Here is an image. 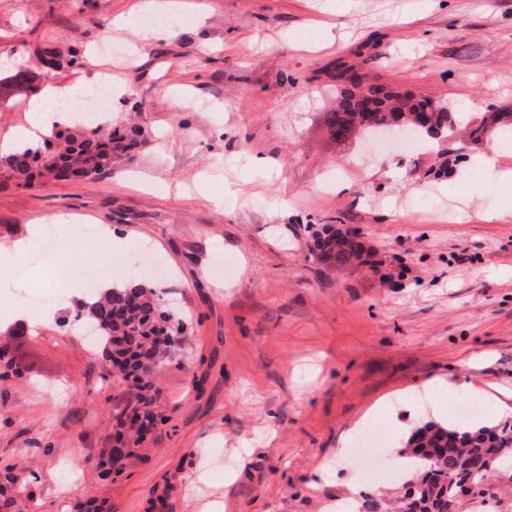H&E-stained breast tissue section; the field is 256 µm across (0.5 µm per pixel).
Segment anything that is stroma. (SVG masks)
I'll list each match as a JSON object with an SVG mask.
<instances>
[{"label": "stroma", "instance_id": "obj_1", "mask_svg": "<svg viewBox=\"0 0 512 512\" xmlns=\"http://www.w3.org/2000/svg\"><path fill=\"white\" fill-rule=\"evenodd\" d=\"M145 0H0V57L34 71L111 41L103 132L142 139L91 177L0 187V252L59 214L63 250L27 277L0 271L17 303L68 289L54 317L13 337L23 379L0 380V467L32 479L25 512H332L366 486L348 438L366 414L398 459L459 394L483 391L479 424L512 417V152L458 125L447 142L368 149L334 141L336 74H359L478 121L512 112V0H187L176 33L150 38ZM194 99L192 111L175 93ZM496 153L508 180L491 181ZM93 225L122 249L82 242ZM355 237L321 259L326 227ZM145 282L175 303L186 339L152 384L166 421L119 473L98 449L131 387L107 386L73 316L82 266ZM249 453H241V446ZM325 460L336 472L317 479Z\"/></svg>", "mask_w": 512, "mask_h": 512}]
</instances>
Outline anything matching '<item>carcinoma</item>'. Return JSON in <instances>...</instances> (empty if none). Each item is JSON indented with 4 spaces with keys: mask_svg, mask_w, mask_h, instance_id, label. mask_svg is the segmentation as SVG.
Here are the masks:
<instances>
[{
    "mask_svg": "<svg viewBox=\"0 0 512 512\" xmlns=\"http://www.w3.org/2000/svg\"><path fill=\"white\" fill-rule=\"evenodd\" d=\"M336 79L344 88L339 94L345 106L326 115L332 136L347 133L352 126L350 112L351 90L347 86L354 77L341 72ZM41 75L19 69L0 78V99L14 95L36 96L40 90ZM370 102L374 106L375 124L362 129L372 133L403 114L391 108L394 95L382 85L370 87ZM411 113L420 117L416 129L427 135L429 122L454 123L455 116L447 108L427 97L408 96ZM62 141V147L39 157L31 147L6 156L0 161L7 177L20 178L24 185L34 186L44 173L60 170L66 179L96 175L112 166V159L130 153L139 145L134 138L104 135L101 128L83 126L78 131L69 128L52 133ZM341 241L334 236L319 242L321 257L344 261L351 253L340 248ZM76 320L88 322L98 330L99 340L94 349L105 355L106 368L100 377L107 385L123 384L129 380L139 389L131 401L116 416L121 428L113 438V447L100 456L98 466L107 476L119 471L122 459L130 455L126 450L124 429L135 431L141 437L164 422L156 407L157 393L151 382L155 366L173 358V352L158 346V336L165 334L181 344L185 322L176 313L161 307L156 292L141 284L112 287L86 299ZM402 454L418 461L408 471L403 484L404 493L394 500L364 493L356 502L355 512H462L464 504L470 512H512V498L504 487L512 485V422L499 421L491 426L470 430L448 428L430 422L413 431ZM35 496L31 483L17 485L14 467L3 468L0 478V512H11L24 501Z\"/></svg>",
    "mask_w": 512,
    "mask_h": 512,
    "instance_id": "obj_1",
    "label": "carcinoma"
}]
</instances>
